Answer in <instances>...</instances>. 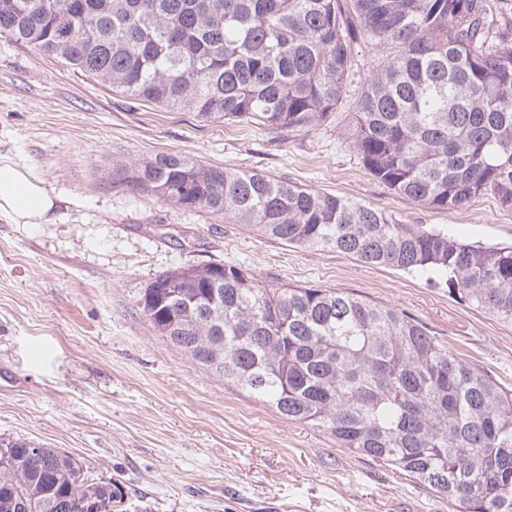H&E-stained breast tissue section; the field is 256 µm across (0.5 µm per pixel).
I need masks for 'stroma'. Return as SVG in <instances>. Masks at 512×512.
<instances>
[{"instance_id": "stroma-1", "label": "stroma", "mask_w": 512, "mask_h": 512, "mask_svg": "<svg viewBox=\"0 0 512 512\" xmlns=\"http://www.w3.org/2000/svg\"><path fill=\"white\" fill-rule=\"evenodd\" d=\"M376 53L355 42L347 93L325 121L274 133L135 100L0 36V157L33 165L59 214L53 224L0 217V441L74 456L90 479L120 487L127 512H448L426 485L197 366L136 299L166 270L233 263L271 288H331L397 308L511 389L512 325L467 308L443 281L287 247L112 183L113 164L182 153L511 244L512 211L493 196L427 209L366 170L351 133Z\"/></svg>"}]
</instances>
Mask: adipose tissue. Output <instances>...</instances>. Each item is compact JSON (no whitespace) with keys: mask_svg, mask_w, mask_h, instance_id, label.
<instances>
[{"mask_svg":"<svg viewBox=\"0 0 512 512\" xmlns=\"http://www.w3.org/2000/svg\"><path fill=\"white\" fill-rule=\"evenodd\" d=\"M57 201L37 170L22 160L0 159V216L14 224H52Z\"/></svg>","mask_w":512,"mask_h":512,"instance_id":"obj_1","label":"adipose tissue"}]
</instances>
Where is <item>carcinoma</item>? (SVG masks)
<instances>
[{"instance_id":"carcinoma-1","label":"carcinoma","mask_w":512,"mask_h":512,"mask_svg":"<svg viewBox=\"0 0 512 512\" xmlns=\"http://www.w3.org/2000/svg\"><path fill=\"white\" fill-rule=\"evenodd\" d=\"M0 0V34L135 99L208 120L301 131L336 110L353 43L382 46L356 103L353 147L394 193L434 210L493 195L512 210V0ZM112 184L243 224L286 245L442 279L469 306L512 324V246L405 224L342 195L255 170L157 153L112 166ZM218 297L202 368L336 445L403 472L454 512H512V390L444 349L394 307L333 289L268 288L224 265L213 287L167 270L138 308L165 336L168 314ZM0 512H114L112 483L73 456L3 445Z\"/></svg>"}]
</instances>
